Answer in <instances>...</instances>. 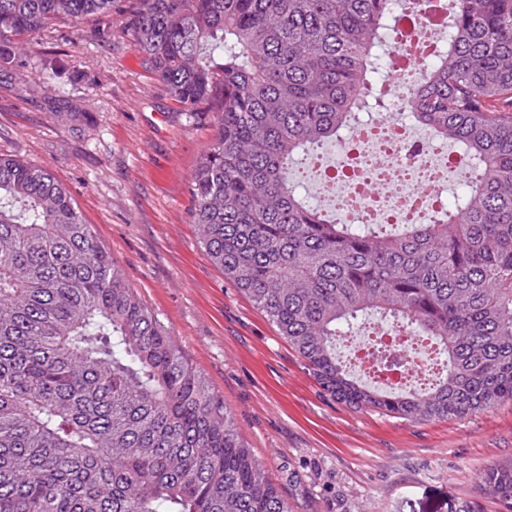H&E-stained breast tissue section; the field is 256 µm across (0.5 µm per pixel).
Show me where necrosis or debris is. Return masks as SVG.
Segmentation results:
<instances>
[{
    "instance_id": "obj_1",
    "label": "necrosis or debris",
    "mask_w": 512,
    "mask_h": 512,
    "mask_svg": "<svg viewBox=\"0 0 512 512\" xmlns=\"http://www.w3.org/2000/svg\"><path fill=\"white\" fill-rule=\"evenodd\" d=\"M420 69L390 76V104L386 116L361 126L349 167L354 179L332 181L325 156H318L302 172L316 182L324 201L338 217L352 224L405 219L425 223L438 210L448 190V156L425 145L420 133L406 123L400 90L418 83Z\"/></svg>"
}]
</instances>
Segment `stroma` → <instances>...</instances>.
Instances as JSON below:
<instances>
[{
	"label": "stroma",
	"instance_id": "1",
	"mask_svg": "<svg viewBox=\"0 0 512 512\" xmlns=\"http://www.w3.org/2000/svg\"><path fill=\"white\" fill-rule=\"evenodd\" d=\"M215 133L159 82L122 18L57 19L0 67V154L47 168L220 396L293 512H449L512 458V400L392 418L327 394L199 242L191 183Z\"/></svg>",
	"mask_w": 512,
	"mask_h": 512
}]
</instances>
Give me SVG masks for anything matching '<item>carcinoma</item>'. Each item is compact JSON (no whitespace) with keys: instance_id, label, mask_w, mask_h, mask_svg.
<instances>
[{"instance_id":"1","label":"carcinoma","mask_w":512,"mask_h":512,"mask_svg":"<svg viewBox=\"0 0 512 512\" xmlns=\"http://www.w3.org/2000/svg\"><path fill=\"white\" fill-rule=\"evenodd\" d=\"M119 0H0V62ZM445 43L406 106L458 146L467 191L425 224H346L293 183L372 95L399 0H131L123 29L169 95L211 112L193 222L213 263L331 396L402 418L512 400V0H427ZM378 315L429 341L405 393L360 384L336 338ZM481 485L512 512V460ZM0 512H293L43 166L0 155Z\"/></svg>"}]
</instances>
